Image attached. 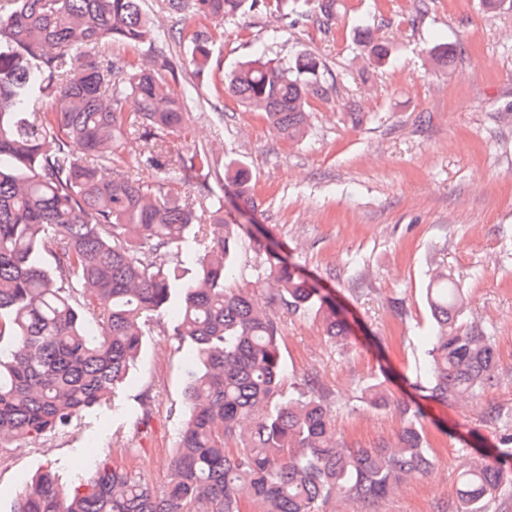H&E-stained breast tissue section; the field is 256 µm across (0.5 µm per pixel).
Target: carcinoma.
<instances>
[{"mask_svg": "<svg viewBox=\"0 0 512 512\" xmlns=\"http://www.w3.org/2000/svg\"><path fill=\"white\" fill-rule=\"evenodd\" d=\"M140 2L0 0V447L42 445L117 397L155 324L193 355L185 419L163 491L103 459L67 490L42 469L13 512H243L247 502L261 512H332L338 500L367 506L406 478L426 477L435 459L420 410L404 409L410 418L394 443L354 449L336 437L316 377L283 396L281 326L233 277L244 225L224 217L223 197L204 181L211 153L188 145L192 96L171 90L174 63L163 54L147 69L99 53L187 40L184 64L207 73V32L160 30ZM166 2L176 16L224 25L254 10L284 18L291 0ZM357 37L377 63L389 60L370 26ZM429 55L446 68L456 48L437 44ZM324 68L307 51L287 62L261 55L225 73L224 91L299 142L311 101L330 92ZM130 137L142 143L136 165L161 171L166 183L114 175ZM225 179L248 196L244 162L225 163ZM161 249L185 255L194 275L156 267ZM266 272L289 312L321 317L332 340L347 335L336 308L284 251L266 254ZM425 298L433 336L416 386L446 400L491 384L495 344L460 321L461 282L431 269ZM365 400L376 409L394 404L383 381ZM507 477L503 467L469 462L448 512H484Z\"/></svg>", "mask_w": 512, "mask_h": 512, "instance_id": "carcinoma-1", "label": "carcinoma"}]
</instances>
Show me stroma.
I'll use <instances>...</instances> for the list:
<instances>
[{
    "mask_svg": "<svg viewBox=\"0 0 512 512\" xmlns=\"http://www.w3.org/2000/svg\"><path fill=\"white\" fill-rule=\"evenodd\" d=\"M343 2L326 31L254 13L209 27V77L186 67L169 84L200 100L190 124L195 142L214 151V193L225 192L229 159L252 172L257 214L238 241L235 274L282 327L285 390L317 376L336 435L351 448L391 442L406 421L399 409L366 403L378 380L423 413L433 473L369 510L346 499L336 512H447L462 466L482 450L486 464L498 466L489 449L512 430V9L490 12L481 0ZM362 20L394 51L391 64L377 65L358 45ZM439 43L458 49L445 71L428 57ZM303 49L326 62L336 89L312 101L306 138L291 142L261 114L239 108L222 80L256 52L286 60ZM274 245L344 310L347 336L330 341L320 319L289 314L273 299L265 251ZM437 263L468 285L464 317L483 326L498 352L497 381L466 401L412 387L429 346L426 271ZM190 367L186 349L153 332L114 402L44 447L17 443L0 452V512H10L46 466L67 488L108 458L163 489ZM146 394L151 412L135 436L131 422ZM493 408L499 421L488 418Z\"/></svg>",
    "mask_w": 512,
    "mask_h": 512,
    "instance_id": "1",
    "label": "stroma"
}]
</instances>
